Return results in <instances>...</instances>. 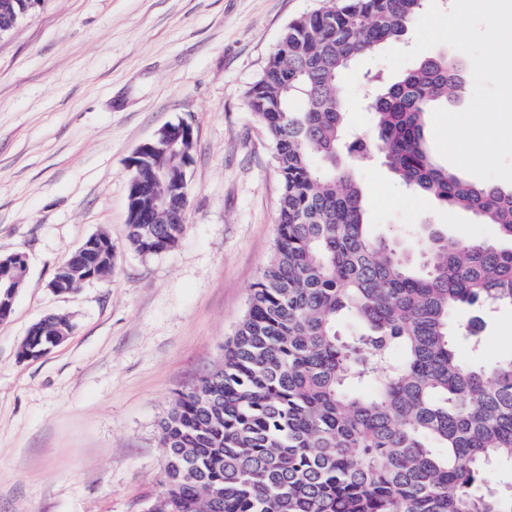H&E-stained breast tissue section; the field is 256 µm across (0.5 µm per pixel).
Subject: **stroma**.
I'll list each match as a JSON object with an SVG mask.
<instances>
[{"mask_svg":"<svg viewBox=\"0 0 512 512\" xmlns=\"http://www.w3.org/2000/svg\"><path fill=\"white\" fill-rule=\"evenodd\" d=\"M321 0H40L0 35V255L28 276L0 322V512H149L165 453L158 424L177 391L222 358L277 237L274 148L245 92L293 19ZM369 55L344 75L352 129L373 122ZM194 134L184 233L144 256L126 241L129 162L163 126ZM360 182L374 234L429 224L494 240L469 211L411 194L385 168ZM117 251L110 277L55 294L49 283L89 237ZM73 322L44 356L22 360L28 329ZM490 362L512 352V307L478 328Z\"/></svg>","mask_w":512,"mask_h":512,"instance_id":"35a3bbf8","label":"stroma"}]
</instances>
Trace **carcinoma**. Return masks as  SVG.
Wrapping results in <instances>:
<instances>
[{"instance_id": "cac0c4a2", "label": "carcinoma", "mask_w": 512, "mask_h": 512, "mask_svg": "<svg viewBox=\"0 0 512 512\" xmlns=\"http://www.w3.org/2000/svg\"><path fill=\"white\" fill-rule=\"evenodd\" d=\"M28 0H0V25ZM427 0H324L291 21L246 104L264 125L280 176L277 239L221 361L176 393L159 424L165 477L153 512H512V485L469 491L493 463L512 465V352L464 360L453 312L512 306V190L434 163L426 114L465 89L463 66L425 57L370 101L373 135L346 124L341 74L398 40ZM382 158L410 191L472 212L498 241L463 244L420 228L422 267L369 229L359 170ZM180 183L172 153L155 167ZM184 230L158 214L127 225L143 255ZM112 245L72 266L112 273ZM350 318L359 330L344 334ZM67 316L29 329L22 360L70 334Z\"/></svg>"}]
</instances>
